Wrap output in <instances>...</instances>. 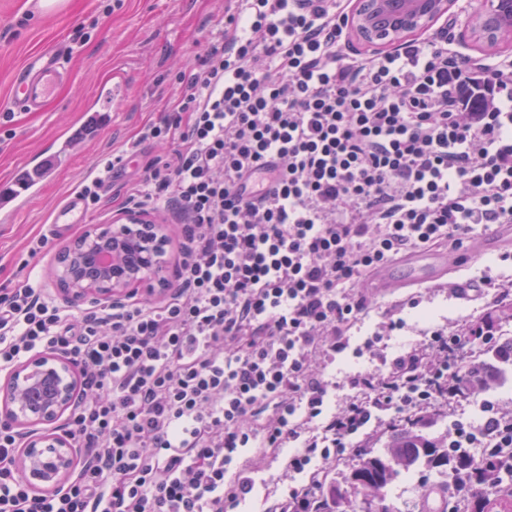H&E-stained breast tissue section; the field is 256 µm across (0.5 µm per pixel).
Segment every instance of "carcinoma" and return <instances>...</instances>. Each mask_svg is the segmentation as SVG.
I'll list each match as a JSON object with an SVG mask.
<instances>
[{"instance_id":"cac0c4a2","label":"carcinoma","mask_w":512,"mask_h":512,"mask_svg":"<svg viewBox=\"0 0 512 512\" xmlns=\"http://www.w3.org/2000/svg\"><path fill=\"white\" fill-rule=\"evenodd\" d=\"M511 364L512 338L488 346L471 360L468 380L453 384L455 399L471 397L484 380ZM443 415L437 406L425 418L374 435L385 438L388 454L360 452L343 482L330 485L327 512H391L385 504L386 488L420 465L438 478L421 495L420 512H512V449L494 454L483 448L476 456L468 448H450L445 439L422 434Z\"/></svg>"}]
</instances>
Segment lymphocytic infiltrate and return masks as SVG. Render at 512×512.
<instances>
[{"mask_svg": "<svg viewBox=\"0 0 512 512\" xmlns=\"http://www.w3.org/2000/svg\"><path fill=\"white\" fill-rule=\"evenodd\" d=\"M349 5L237 0L181 98L142 131L178 141L129 196L184 220L162 302L78 316L34 283L0 289V372L45 351L72 360L83 396L64 431L84 450L64 486L34 492L15 465L21 436L0 421V512H235L254 489L241 449L297 441L287 473L331 475L380 412L436 406L470 346L493 342L439 329L343 382L324 374L376 303L375 268L512 223V64L427 39L349 56ZM479 396L482 423L454 420L450 447L512 448V412ZM326 489L289 485L270 512H322Z\"/></svg>", "mask_w": 512, "mask_h": 512, "instance_id": "1", "label": "lymphocytic infiltrate"}]
</instances>
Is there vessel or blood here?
<instances>
[{
  "mask_svg": "<svg viewBox=\"0 0 512 512\" xmlns=\"http://www.w3.org/2000/svg\"><path fill=\"white\" fill-rule=\"evenodd\" d=\"M71 78V71L59 56L38 53L30 56L11 77L9 97L12 106L26 112L42 110ZM122 87L102 83L94 101L68 123L50 146L38 149L13 173L0 180V218L10 219L22 205L40 194L70 155V146L79 141L84 128L93 126L105 130L112 121V106L123 97ZM87 221V206L79 194H71L59 206L53 217L54 228ZM479 255L512 253V223L497 224L473 245ZM406 278L396 277L390 266L376 269L371 284L378 293L388 294L415 284L443 279L448 274L445 254L414 250L403 255Z\"/></svg>",
  "mask_w": 512,
  "mask_h": 512,
  "instance_id": "1",
  "label": "vessel or blood"
}]
</instances>
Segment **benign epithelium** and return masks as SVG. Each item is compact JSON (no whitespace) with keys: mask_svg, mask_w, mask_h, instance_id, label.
I'll return each instance as SVG.
<instances>
[{"mask_svg":"<svg viewBox=\"0 0 512 512\" xmlns=\"http://www.w3.org/2000/svg\"><path fill=\"white\" fill-rule=\"evenodd\" d=\"M464 14L476 40L495 49L512 39V0H357L350 27L363 42L394 48L407 34L428 31L453 6ZM166 238L161 225L128 211L111 224H91L51 266L53 284L71 306L110 307L140 292L152 294L168 283ZM74 365L54 353L35 354L12 367L0 383V418L24 435L17 466L39 493L67 481L81 449L58 433V421L79 401Z\"/></svg>","mask_w":512,"mask_h":512,"instance_id":"7a95c632","label":"benign epithelium"}]
</instances>
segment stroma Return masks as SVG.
I'll use <instances>...</instances> for the list:
<instances>
[{
    "label": "stroma",
    "instance_id": "stroma-1",
    "mask_svg": "<svg viewBox=\"0 0 512 512\" xmlns=\"http://www.w3.org/2000/svg\"><path fill=\"white\" fill-rule=\"evenodd\" d=\"M228 7V0H63L60 9L44 12L33 0H0V110L7 105L12 73L30 55L62 52L73 72L72 80L42 111L16 113L13 138L0 142V176L52 141L94 98L100 83L113 79L125 87L124 97L112 109L111 126L93 143L75 146L69 163L43 193L9 222H0V288L27 275L38 282L47 298L57 300L58 292L49 281L52 254L79 236L83 226L77 224L53 235L54 208L82 182L97 175L99 164L121 154L145 125L159 122L168 112L206 42L220 29ZM431 33L447 39L449 47L462 55L486 59L492 66L512 59V43L507 41L500 44L498 56H487L485 48L471 40L459 15L440 20ZM160 151L159 145L144 143L124 169L115 170L105 183L100 203L89 207L88 222L108 224L130 211L131 189ZM38 233L52 235L53 240L49 253L31 261L25 245ZM23 261L28 267L22 272L18 266ZM486 264V259L469 256L463 248L448 257L447 281L404 288L380 298L352 329L348 349L328 365L326 376L340 380L375 365V358L358 355L357 350L389 316L406 322L387 342L385 355L389 358L410 346L421 329L457 326L466 314L472 322H484L492 303L458 300L450 294L447 282L457 278L478 281ZM297 450V443H290L261 464L254 474L252 497L242 502L237 512H253L258 498L268 505L279 499L281 476Z\"/></svg>",
    "mask_w": 512,
    "mask_h": 512
}]
</instances>
